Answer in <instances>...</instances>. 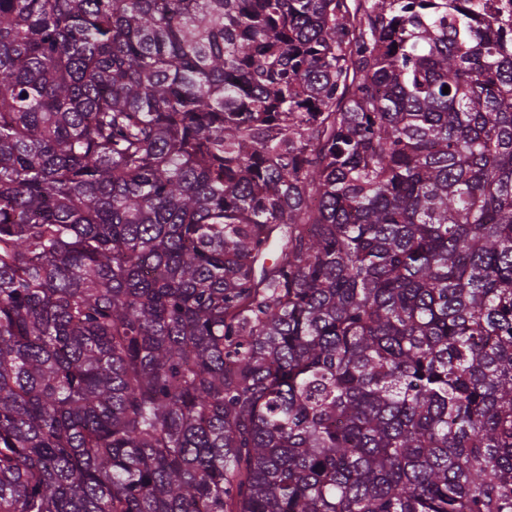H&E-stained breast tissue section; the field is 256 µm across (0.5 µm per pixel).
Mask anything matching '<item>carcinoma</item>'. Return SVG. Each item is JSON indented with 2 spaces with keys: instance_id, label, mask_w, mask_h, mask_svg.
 Segmentation results:
<instances>
[{
  "instance_id": "obj_1",
  "label": "carcinoma",
  "mask_w": 512,
  "mask_h": 512,
  "mask_svg": "<svg viewBox=\"0 0 512 512\" xmlns=\"http://www.w3.org/2000/svg\"><path fill=\"white\" fill-rule=\"evenodd\" d=\"M0 512H512V0H0Z\"/></svg>"
}]
</instances>
